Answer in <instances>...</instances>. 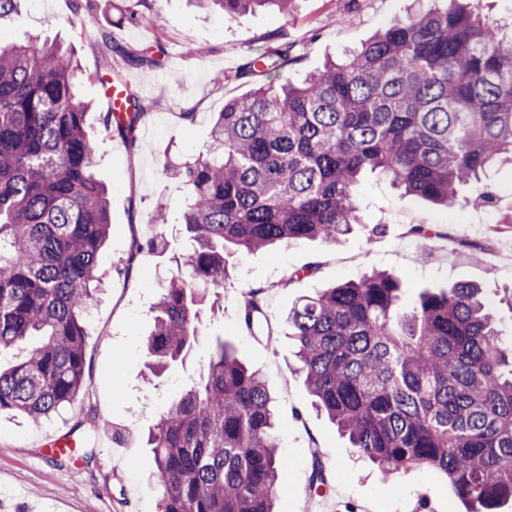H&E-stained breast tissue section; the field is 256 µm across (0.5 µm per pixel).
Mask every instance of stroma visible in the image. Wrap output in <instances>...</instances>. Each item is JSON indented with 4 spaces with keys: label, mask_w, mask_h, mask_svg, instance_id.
Returning a JSON list of instances; mask_svg holds the SVG:
<instances>
[{
    "label": "stroma",
    "mask_w": 512,
    "mask_h": 512,
    "mask_svg": "<svg viewBox=\"0 0 512 512\" xmlns=\"http://www.w3.org/2000/svg\"><path fill=\"white\" fill-rule=\"evenodd\" d=\"M132 0H27L21 13L0 26V39L16 42L39 34L60 40L75 56L84 78L83 99L90 101V130L99 144L95 172L108 189L109 238L99 258L104 286L88 317L85 397L52 420L34 424L23 415L0 416V512H158L155 464L140 438L155 418L190 381L204 372L208 351L223 340L259 370L275 399L278 452L289 465L279 480L277 512H321L301 495L314 460L331 472L332 497L355 504L362 512H418L430 498L432 512H465L451 486L415 469L384 474L360 457L312 402L302 377L295 374L293 342L285 318L302 297L328 285L387 270L405 284L404 298L414 301L425 290L459 282L479 284L496 324L512 336V229L499 219L512 210V165L488 170L495 194L489 206L465 201L440 208L395 189L380 172H365L356 195L362 222L340 242L304 240L270 251L228 259L230 277L224 300L201 315L194 354L155 383L143 372L144 338L153 324L152 305L162 280L185 251L180 225L189 189L163 169L165 159L178 160L203 150L224 103L249 94L256 80L216 85V73L231 75L252 56L275 48L278 32L293 44L294 60L282 71L290 82L302 81L326 59H341L360 49L392 22L431 8V0H294L289 16L261 7L226 20L220 8L201 9L191 0H147L156 14L153 26L127 22ZM163 42L170 59L162 66L143 65L126 71L131 92L150 118L135 146L110 134L99 121L107 105L97 80L111 61V43L138 53ZM200 48L189 57L186 47ZM195 112L193 125L179 118L184 103ZM168 207L172 224L153 221ZM442 225L446 235L419 247L407 234L416 223ZM162 237L144 251L133 269L125 258L133 240ZM491 244L493 252L475 254L468 242ZM300 277L290 287L281 282L289 271ZM263 288L273 336L243 331L237 311L244 295ZM96 410L121 436L109 457L54 465L45 438L62 435Z\"/></svg>",
    "instance_id": "stroma-1"
}]
</instances>
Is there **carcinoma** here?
Here are the masks:
<instances>
[{
	"instance_id": "obj_1",
	"label": "carcinoma",
	"mask_w": 512,
	"mask_h": 512,
	"mask_svg": "<svg viewBox=\"0 0 512 512\" xmlns=\"http://www.w3.org/2000/svg\"><path fill=\"white\" fill-rule=\"evenodd\" d=\"M377 33L362 48L295 85H274L291 59L283 39L234 75L264 76L224 103L211 142L172 169L190 189L182 214L191 249L177 262L146 335L148 369L161 377L192 351L199 306L224 287L225 255L277 243H334L361 223L355 189L370 169L404 193L448 206L512 162V30L473 13L466 0ZM224 17L291 0H196ZM112 52L122 72L165 54ZM82 74L56 41H0V415L34 422L87 392V317L101 285L109 234L107 190L93 168ZM108 112L103 126L133 147L146 107ZM400 277L373 271L322 288L286 319L297 371L352 448L386 473L423 468L450 484L469 512L512 499V343L481 288L460 282L402 301ZM240 326L269 325L261 290L239 308ZM103 417L73 427L81 442ZM145 447L155 461L159 512H274L279 473L273 399L266 381L219 341L206 372L160 413ZM314 462L310 488L328 490Z\"/></svg>"
}]
</instances>
